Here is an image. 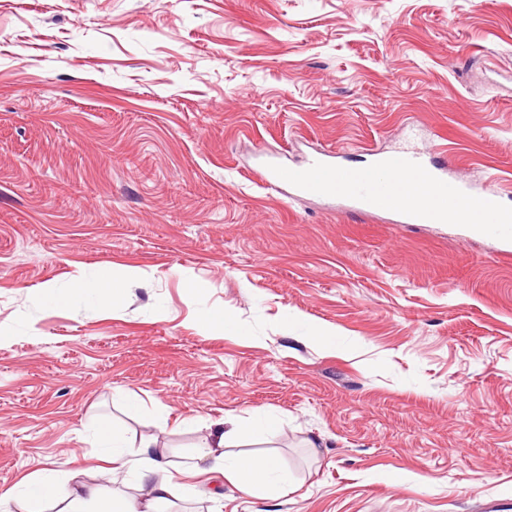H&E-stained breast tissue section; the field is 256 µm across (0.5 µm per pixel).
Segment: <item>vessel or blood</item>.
Returning a JSON list of instances; mask_svg holds the SVG:
<instances>
[{
  "label": "vessel or blood",
  "mask_w": 512,
  "mask_h": 512,
  "mask_svg": "<svg viewBox=\"0 0 512 512\" xmlns=\"http://www.w3.org/2000/svg\"><path fill=\"white\" fill-rule=\"evenodd\" d=\"M412 178L430 185V202L421 205L403 202V185ZM267 182L274 190L284 187L305 195L341 201L356 212L384 209L400 215L408 224L445 223L444 207L449 203L457 209L455 223L471 221L467 210L470 192L465 182L450 180L444 168L426 163L416 153L383 155L370 166L351 168L339 164L335 152L325 151L303 165L272 167ZM485 200L482 223L488 231L511 239L512 222L501 215L497 195L486 193Z\"/></svg>",
  "instance_id": "1"
}]
</instances>
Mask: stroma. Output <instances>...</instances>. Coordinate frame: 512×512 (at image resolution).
<instances>
[{
	"label": "stroma",
	"instance_id": "35a3bbf8",
	"mask_svg": "<svg viewBox=\"0 0 512 512\" xmlns=\"http://www.w3.org/2000/svg\"><path fill=\"white\" fill-rule=\"evenodd\" d=\"M403 149L512 208V0H0V492L77 457L99 477L92 420L185 468L212 423L259 412L280 432L232 448L291 492L205 473L168 512H483L512 492V241L259 174ZM103 266L150 277L113 308L44 304ZM207 309L238 335L202 332Z\"/></svg>",
	"mask_w": 512,
	"mask_h": 512
}]
</instances>
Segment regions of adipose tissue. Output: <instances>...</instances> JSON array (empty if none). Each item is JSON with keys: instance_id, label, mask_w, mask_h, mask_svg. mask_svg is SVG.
Returning a JSON list of instances; mask_svg holds the SVG:
<instances>
[{"instance_id": "1", "label": "adipose tissue", "mask_w": 512, "mask_h": 512, "mask_svg": "<svg viewBox=\"0 0 512 512\" xmlns=\"http://www.w3.org/2000/svg\"><path fill=\"white\" fill-rule=\"evenodd\" d=\"M143 278V273L137 270L118 272L104 267L93 276L75 277L71 287L66 289L44 285L41 295L49 306H64L81 298L108 308L120 302L130 285ZM246 430L273 436L280 430V421L273 415L258 413L247 426L236 422L228 428L223 422H216L200 442L199 460L207 462L210 470L222 472L241 493L287 495L292 487L290 478L274 459L228 452V438ZM93 435L110 464V475L124 472L136 475V496L115 495L99 483L74 484L67 479L59 480L53 474L42 473L1 493L0 508L20 502L24 504L25 512H46V504L56 501L65 503L67 512H159L160 504L172 496L181 469L157 451L156 440H143L134 447L121 429L102 422L96 423Z\"/></svg>"}]
</instances>
